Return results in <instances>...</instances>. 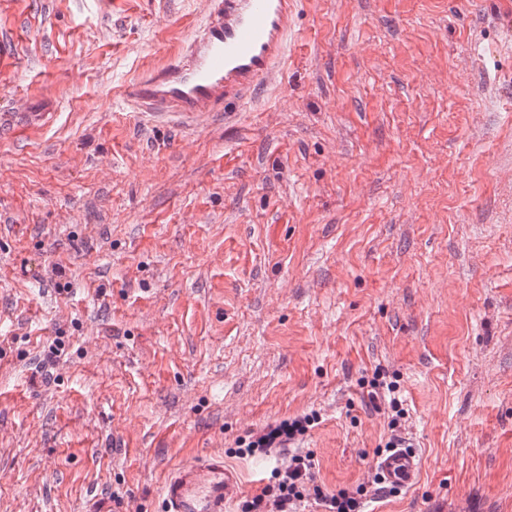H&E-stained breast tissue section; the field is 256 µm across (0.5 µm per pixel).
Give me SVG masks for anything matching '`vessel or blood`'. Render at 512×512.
<instances>
[{"label":"vessel or blood","mask_w":512,"mask_h":512,"mask_svg":"<svg viewBox=\"0 0 512 512\" xmlns=\"http://www.w3.org/2000/svg\"><path fill=\"white\" fill-rule=\"evenodd\" d=\"M298 0H205L201 24L181 54L127 84L128 99L153 119L203 122L251 96L288 50ZM377 468L396 489L414 484L412 451L383 456ZM239 487L223 458L208 456L174 470L162 492L163 512H226Z\"/></svg>","instance_id":"b4317fda"}]
</instances>
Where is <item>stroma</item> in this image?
Returning <instances> with one entry per match:
<instances>
[{
	"instance_id": "obj_1",
	"label": "stroma",
	"mask_w": 512,
	"mask_h": 512,
	"mask_svg": "<svg viewBox=\"0 0 512 512\" xmlns=\"http://www.w3.org/2000/svg\"><path fill=\"white\" fill-rule=\"evenodd\" d=\"M203 10L0 0V512H162L202 455L229 512L298 451L371 487L376 377L421 470L364 512H512V0H299L278 86L155 123L123 86ZM315 420H317V415L311 414L288 421V423L282 424L270 431L268 434L259 436L255 441H252L249 444V447L245 450L253 453L259 449H266L271 447L275 440L280 438V442L290 443L291 441H294L297 436H303L308 430V427L311 426Z\"/></svg>"
}]
</instances>
